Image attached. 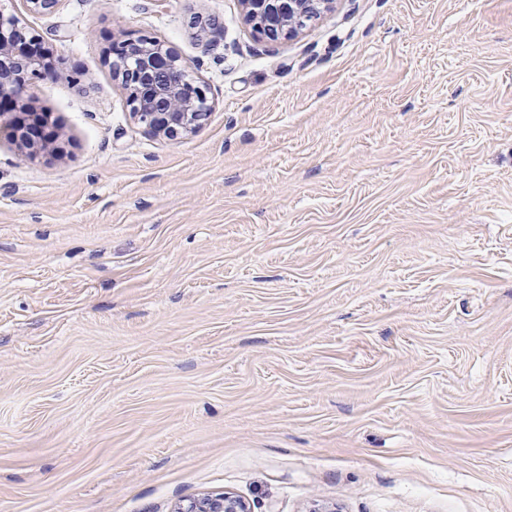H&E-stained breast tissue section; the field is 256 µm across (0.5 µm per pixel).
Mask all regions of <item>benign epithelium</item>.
<instances>
[{"mask_svg":"<svg viewBox=\"0 0 512 512\" xmlns=\"http://www.w3.org/2000/svg\"><path fill=\"white\" fill-rule=\"evenodd\" d=\"M244 22L262 39L276 43L296 36L335 0H241ZM41 37L17 17L0 14V125L22 143L26 157L48 151L42 131L54 124L51 113L36 112L26 98L35 81L52 67ZM112 73L125 94L132 117L149 133L177 140L200 130L212 104L209 87L191 65L148 35L112 43ZM175 512H249L234 496L203 498Z\"/></svg>","mask_w":512,"mask_h":512,"instance_id":"1","label":"benign epithelium"}]
</instances>
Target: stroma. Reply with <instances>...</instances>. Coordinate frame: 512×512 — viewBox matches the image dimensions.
I'll list each match as a JSON object with an SVG mask.
<instances>
[{
    "instance_id": "stroma-1",
    "label": "stroma",
    "mask_w": 512,
    "mask_h": 512,
    "mask_svg": "<svg viewBox=\"0 0 512 512\" xmlns=\"http://www.w3.org/2000/svg\"><path fill=\"white\" fill-rule=\"evenodd\" d=\"M60 62L0 133V512H512V0H0ZM211 116L130 114L108 40ZM244 22L263 40L276 43L296 36L335 0H241ZM112 73L132 117L149 133L177 140L200 130L212 104L191 65L148 35L112 42ZM175 512H249L244 501L234 496L203 498L178 507Z\"/></svg>"
}]
</instances>
